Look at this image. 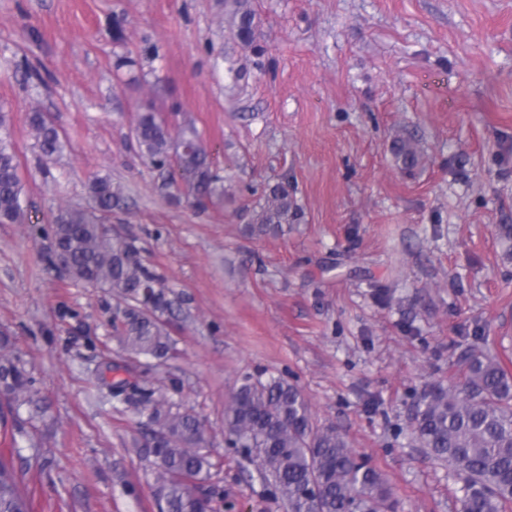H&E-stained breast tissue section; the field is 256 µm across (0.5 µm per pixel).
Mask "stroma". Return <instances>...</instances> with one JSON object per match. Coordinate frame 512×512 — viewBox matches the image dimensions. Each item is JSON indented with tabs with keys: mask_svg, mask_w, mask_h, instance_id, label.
<instances>
[{
	"mask_svg": "<svg viewBox=\"0 0 512 512\" xmlns=\"http://www.w3.org/2000/svg\"><path fill=\"white\" fill-rule=\"evenodd\" d=\"M262 55L233 38L224 0H0V112L24 214L0 224V338L32 403L0 394V457L31 512H158L146 417L113 399L124 381L207 425L213 512H287L233 449L224 408L243 376H284L315 424L336 426L386 478L398 512H460L447 464L400 435L417 393L459 378L489 346L512 372V0H251ZM131 65H123V58ZM241 74L230 82L226 62ZM171 135L194 125L218 157L224 198L200 210L158 189L133 139L138 112ZM68 144L41 155L28 117ZM417 146L405 170L392 146ZM127 207L133 238L182 302L164 362L125 353L109 293L46 259L43 231L84 204L93 176ZM286 179L304 215L246 229Z\"/></svg>",
	"mask_w": 512,
	"mask_h": 512,
	"instance_id": "obj_1",
	"label": "stroma"
}]
</instances>
